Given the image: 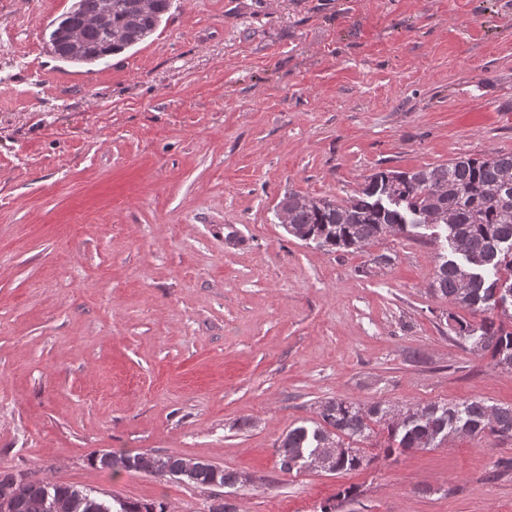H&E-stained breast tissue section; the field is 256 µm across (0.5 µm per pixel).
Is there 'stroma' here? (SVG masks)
<instances>
[{
	"label": "stroma",
	"mask_w": 512,
	"mask_h": 512,
	"mask_svg": "<svg viewBox=\"0 0 512 512\" xmlns=\"http://www.w3.org/2000/svg\"><path fill=\"white\" fill-rule=\"evenodd\" d=\"M76 0H0V471L169 512L215 488L93 464L199 458L237 512H512V441L458 437L348 473L281 472L343 399L512 405V371L448 338L436 246L334 253L288 193L512 153V0H171L143 42L58 59ZM203 461L200 459H186L184 462V458L177 455L152 452L136 454L106 452L96 456L93 460L95 465L111 470L113 474H118L121 471H134L156 478L176 477L182 468L185 474L192 473ZM159 462L161 463L158 464ZM240 477L241 475L236 471L226 470L206 461L200 469L191 475L182 477V479L185 483L201 487H211L210 485L218 480L221 485L226 487L240 483ZM223 486L217 485L216 487L224 488Z\"/></svg>",
	"instance_id": "1"
}]
</instances>
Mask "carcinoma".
Returning a JSON list of instances; mask_svg holds the SVG:
<instances>
[{
	"label": "carcinoma",
	"mask_w": 512,
	"mask_h": 512,
	"mask_svg": "<svg viewBox=\"0 0 512 512\" xmlns=\"http://www.w3.org/2000/svg\"><path fill=\"white\" fill-rule=\"evenodd\" d=\"M99 0H79L61 23L84 29L78 63H94L146 38L170 7V0H154L149 10L140 0H112L109 32L86 26ZM432 208L448 227L450 256H441L430 289L460 309L482 313L472 324L448 314V329L455 340L469 344V351L490 353L500 366L512 368V331L496 324L494 312L512 319L509 308L499 305L498 290L512 286V153L496 152L483 158H459L416 171L379 170L344 202L326 197L288 196V234L313 242L329 251L363 249L386 235H405L416 228L417 214ZM319 420L288 429L276 453L280 470H294L303 453L333 439L343 451L336 456L335 471H355L366 463L360 444L371 439L373 426L387 431L385 453L394 449L438 448L460 434L482 439L512 440V406L487 405L471 400L461 403H430L398 412L381 401L362 404L329 399L319 406ZM184 458L165 453L106 452L94 464L114 474L140 472L156 478L174 477ZM240 483V474L205 463L183 477L190 485L208 487ZM45 480L27 472H0V496L12 501V512H30L31 501L44 493ZM56 498L69 512H167L162 501L109 503L92 492L68 484H55Z\"/></svg>",
	"instance_id": "carcinoma-1"
}]
</instances>
